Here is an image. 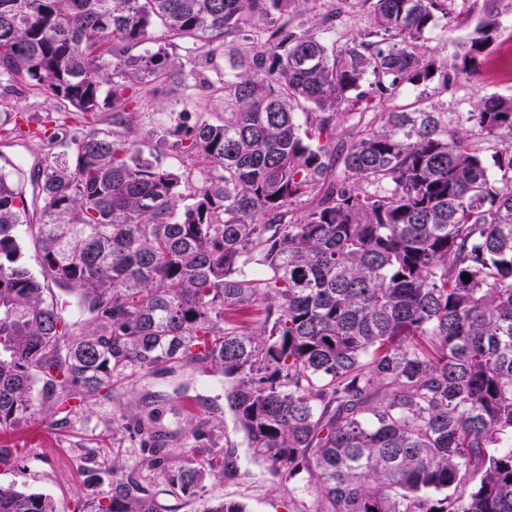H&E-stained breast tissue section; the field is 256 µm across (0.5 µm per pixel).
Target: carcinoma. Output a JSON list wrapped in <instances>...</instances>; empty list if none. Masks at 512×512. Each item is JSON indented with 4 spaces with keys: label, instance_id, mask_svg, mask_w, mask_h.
I'll return each instance as SVG.
<instances>
[{
    "label": "carcinoma",
    "instance_id": "1",
    "mask_svg": "<svg viewBox=\"0 0 512 512\" xmlns=\"http://www.w3.org/2000/svg\"><path fill=\"white\" fill-rule=\"evenodd\" d=\"M349 2L0 0V83L59 108L34 132L39 223L24 167L0 168V429L201 363L251 458L313 512H512V97L366 118L473 74L499 11L438 60L456 0H356L369 26L327 40ZM199 56L224 116L97 127ZM20 117L0 127L25 137ZM159 419L122 416L144 465L112 469L91 512H176L149 473L177 497L233 464L193 420L175 453ZM0 512L55 510L0 483Z\"/></svg>",
    "mask_w": 512,
    "mask_h": 512
}]
</instances>
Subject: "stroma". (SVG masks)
Instances as JSON below:
<instances>
[{"instance_id": "stroma-1", "label": "stroma", "mask_w": 512, "mask_h": 512, "mask_svg": "<svg viewBox=\"0 0 512 512\" xmlns=\"http://www.w3.org/2000/svg\"><path fill=\"white\" fill-rule=\"evenodd\" d=\"M501 32L480 59L474 78L436 76L425 86L403 89L395 98L378 104L381 112L413 110L436 105L451 112H465L485 96H512V0H500ZM54 102L16 87H0V110L20 113L38 121ZM169 112H200L217 118L224 112L220 93L197 86L184 93L182 86L167 83L143 93L132 117L139 131L150 130ZM111 402L89 401L68 426L53 427L41 415L15 428L0 430V448H14L19 459L0 466V482L50 495L55 512H81L92 501H102L112 477L113 465L132 468L141 461L119 423L126 411L159 408L161 426L177 432L186 419L204 422L214 447L233 452L234 467L205 473L196 496L181 500L164 495L163 479H156L161 504L177 505L178 512H198L200 501L227 497L245 502L250 512H299L301 502L291 486L279 482L265 463L247 459V448L236 429L234 416L224 399L222 375L200 367H183L172 373L140 375L119 383Z\"/></svg>"}]
</instances>
